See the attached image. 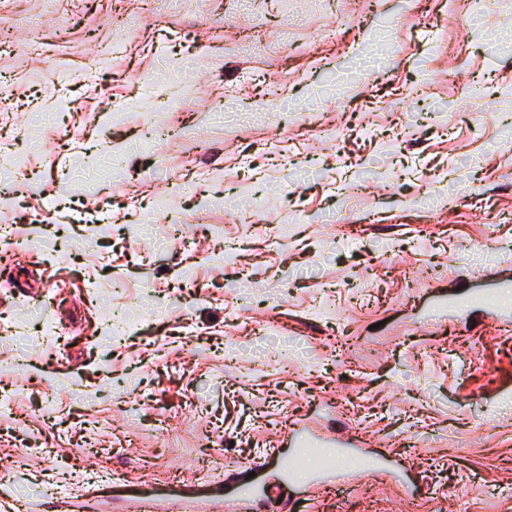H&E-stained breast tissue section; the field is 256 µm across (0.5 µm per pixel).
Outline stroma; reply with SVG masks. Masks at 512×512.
Returning a JSON list of instances; mask_svg holds the SVG:
<instances>
[{
	"mask_svg": "<svg viewBox=\"0 0 512 512\" xmlns=\"http://www.w3.org/2000/svg\"><path fill=\"white\" fill-rule=\"evenodd\" d=\"M471 10L0 0V149L20 127L38 143L71 132L62 160L34 151L7 179L0 221L15 243L0 279V395L13 403L0 466L17 473L19 512H133L142 494L170 495L154 476L175 462L208 512H226L256 465L252 512H271L303 491L259 459L289 425L370 434V453L402 465L371 497L337 473L335 498H311L318 512H396L406 495L512 512V333L472 300L512 278V0ZM91 60L89 93L69 77ZM166 69L186 91L161 115ZM162 122L183 132L176 153L142 142ZM191 162L210 172L194 196L179 180ZM157 194L188 219L162 252L139 224ZM245 199L256 221L234 223L223 204ZM339 211L357 236L337 234ZM276 224L285 244L267 240ZM228 248L238 266L222 263ZM351 281L371 304L353 302ZM155 305L167 317L146 322ZM107 307L119 333L97 323ZM340 387L359 392L362 423L337 412ZM78 428L112 453L89 459L101 477L76 493ZM18 445L25 457H11Z\"/></svg>",
	"mask_w": 512,
	"mask_h": 512,
	"instance_id": "obj_1",
	"label": "stroma"
}]
</instances>
